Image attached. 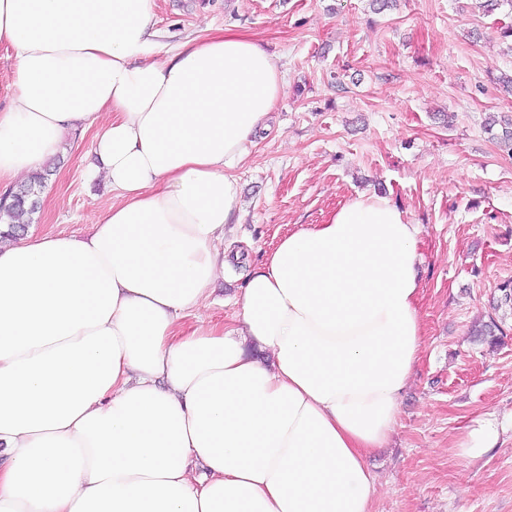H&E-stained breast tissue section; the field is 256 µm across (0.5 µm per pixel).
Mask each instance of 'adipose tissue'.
I'll return each mask as SVG.
<instances>
[{
	"mask_svg": "<svg viewBox=\"0 0 512 512\" xmlns=\"http://www.w3.org/2000/svg\"><path fill=\"white\" fill-rule=\"evenodd\" d=\"M153 5L0 0V192L89 133L117 194L85 236L0 245V512H373L366 459L422 351L418 229L353 196L207 321L234 170L285 78L230 28L156 60ZM498 441L479 418L456 451ZM14 58L12 50L6 45H0V111L7 109L13 96L14 89L8 76L13 67Z\"/></svg>",
	"mask_w": 512,
	"mask_h": 512,
	"instance_id": "obj_1",
	"label": "adipose tissue"
}]
</instances>
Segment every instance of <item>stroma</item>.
<instances>
[{
	"label": "stroma",
	"mask_w": 512,
	"mask_h": 512,
	"mask_svg": "<svg viewBox=\"0 0 512 512\" xmlns=\"http://www.w3.org/2000/svg\"><path fill=\"white\" fill-rule=\"evenodd\" d=\"M477 0H155L162 44L224 28L248 32L286 79L270 127L236 171L239 223L224 246L240 253L204 312L220 323L252 266L280 239L359 193H383L418 226L424 323L419 366L399 424L368 465L375 512H512V155L484 128L512 115L502 75L512 51L499 37L512 7ZM93 137L77 138L46 182L35 234L86 235L112 203L88 183ZM495 320L497 343L469 334ZM491 414L500 446L461 460L466 425Z\"/></svg>",
	"instance_id": "obj_1"
}]
</instances>
